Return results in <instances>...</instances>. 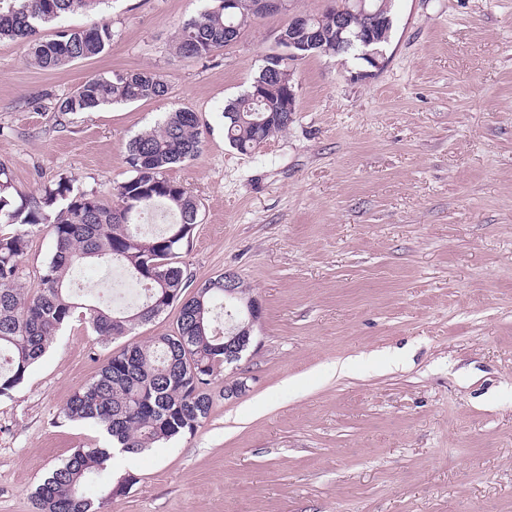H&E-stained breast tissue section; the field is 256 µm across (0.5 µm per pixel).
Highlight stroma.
<instances>
[{"label":"stroma","instance_id":"1","mask_svg":"<svg viewBox=\"0 0 512 512\" xmlns=\"http://www.w3.org/2000/svg\"><path fill=\"white\" fill-rule=\"evenodd\" d=\"M329 3L289 0L202 60L172 44L209 0H107L111 49L55 72L0 41L14 197L69 176L110 200L130 175L129 140L191 109L203 151L167 172L200 204L180 265L193 287L236 272L262 307L250 349L212 378L202 426L114 455L88 486L136 476L108 512H512V0H393L382 69L353 55L296 62L288 130L237 152L225 104L279 52L289 13ZM143 69L163 75L164 98L56 110L89 78ZM53 252L51 226L31 227L21 287L36 290ZM177 316L114 341L77 317L58 331L0 398V512H33L54 466L106 445L63 406ZM236 380L245 393L225 397Z\"/></svg>","mask_w":512,"mask_h":512}]
</instances>
